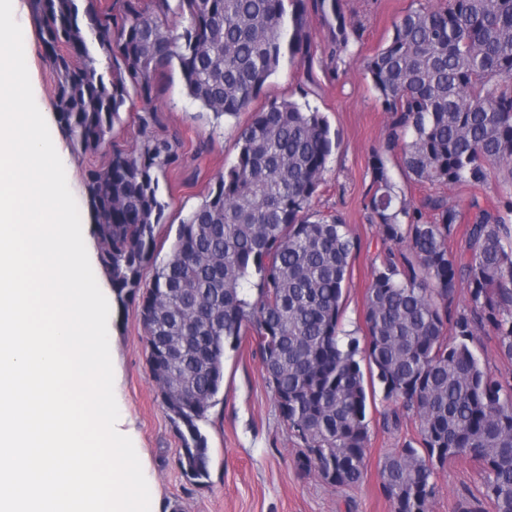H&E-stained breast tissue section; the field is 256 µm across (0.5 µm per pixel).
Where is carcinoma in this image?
I'll return each instance as SVG.
<instances>
[{"instance_id":"obj_1","label":"carcinoma","mask_w":512,"mask_h":512,"mask_svg":"<svg viewBox=\"0 0 512 512\" xmlns=\"http://www.w3.org/2000/svg\"><path fill=\"white\" fill-rule=\"evenodd\" d=\"M31 9L57 75L58 128L83 152L111 142L121 108L134 94L151 99L154 76L175 65L190 98L233 116L283 60L309 55L310 14L330 27L332 59L355 30L341 0H177L187 22L178 35L169 0H31ZM365 71L392 121L371 157L369 207L390 247L367 288L363 339L342 324L358 241L338 217L313 211L330 126L294 101H270L239 130L236 162L178 225L145 288L164 212L157 172L177 162L178 143L112 150L86 180L98 261L117 304L136 305L188 480L209 476L199 422L217 404L225 345L247 338L303 472L336 488L362 481L367 384L377 383L394 405L384 422L399 421V405L415 413L419 436L383 463L390 512H431L437 468L462 455L481 464L494 512H512V375L492 373L475 352L488 335L512 361V224L480 208L450 250L463 213L442 195L419 206L399 197L386 160L399 152L405 172L431 184L484 185L504 170L512 179V0L409 12ZM459 282L468 297L454 312Z\"/></svg>"}]
</instances>
